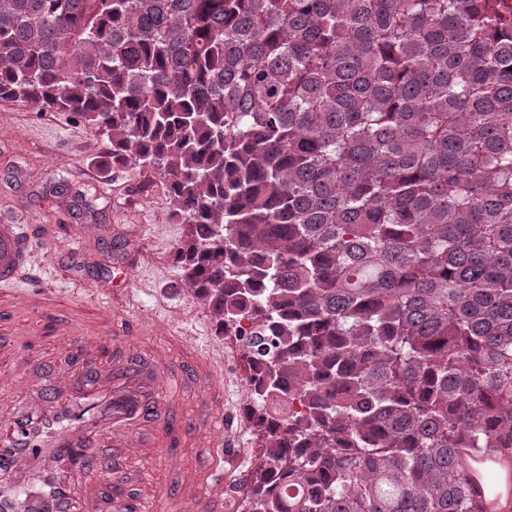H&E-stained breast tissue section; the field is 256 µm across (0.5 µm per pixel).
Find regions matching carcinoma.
I'll use <instances>...</instances> for the list:
<instances>
[{
    "label": "carcinoma",
    "mask_w": 512,
    "mask_h": 512,
    "mask_svg": "<svg viewBox=\"0 0 512 512\" xmlns=\"http://www.w3.org/2000/svg\"><path fill=\"white\" fill-rule=\"evenodd\" d=\"M495 2L0 0V99L80 118L188 225L248 365L251 512H512Z\"/></svg>",
    "instance_id": "cac0c4a2"
}]
</instances>
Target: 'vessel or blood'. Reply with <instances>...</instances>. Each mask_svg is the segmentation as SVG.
<instances>
[{"mask_svg": "<svg viewBox=\"0 0 512 512\" xmlns=\"http://www.w3.org/2000/svg\"><path fill=\"white\" fill-rule=\"evenodd\" d=\"M26 247L22 225L0 224V286L13 284ZM61 343L64 364L0 372L1 394L25 393L0 421V512H224V389L211 361L164 346L142 356L141 337L115 311ZM108 349L111 365L97 366ZM187 389L203 396L192 415ZM147 425L156 437L135 445ZM190 443L197 452L184 454ZM133 446L148 464L173 460L178 477L132 493L105 457Z\"/></svg>", "mask_w": 512, "mask_h": 512, "instance_id": "obj_1", "label": "vessel or blood"}]
</instances>
